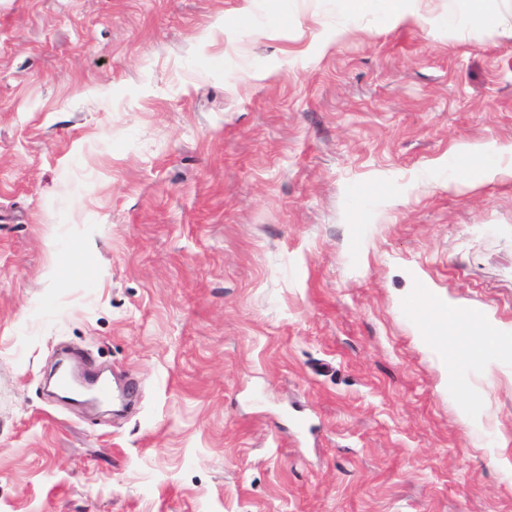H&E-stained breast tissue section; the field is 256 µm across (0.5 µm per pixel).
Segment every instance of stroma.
Returning <instances> with one entry per match:
<instances>
[{"label": "stroma", "mask_w": 512, "mask_h": 512, "mask_svg": "<svg viewBox=\"0 0 512 512\" xmlns=\"http://www.w3.org/2000/svg\"><path fill=\"white\" fill-rule=\"evenodd\" d=\"M465 6L0 0V512H512V177L457 152L512 162V36ZM451 303L499 351L443 365ZM63 349L135 407L48 396ZM343 8L348 14L366 13L370 7L379 5L388 24H398L410 18H419L431 30L437 28L442 18L438 15H424L421 0H342ZM502 154L493 146L467 147L463 151V155L480 161L484 175L489 178L505 173L506 168L500 162Z\"/></svg>", "instance_id": "obj_1"}]
</instances>
